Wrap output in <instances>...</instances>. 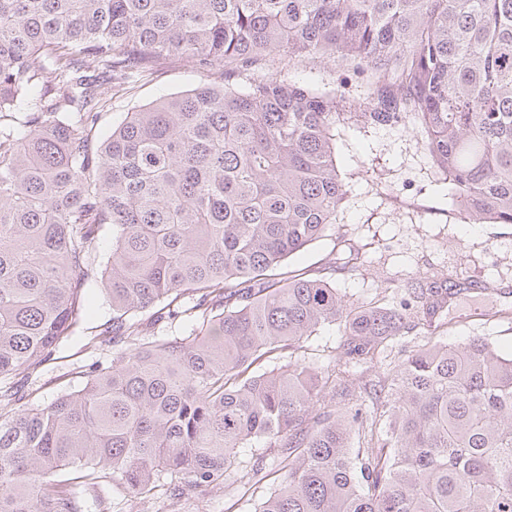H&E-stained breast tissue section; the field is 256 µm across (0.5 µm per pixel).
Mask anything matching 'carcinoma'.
I'll use <instances>...</instances> for the list:
<instances>
[{
	"mask_svg": "<svg viewBox=\"0 0 512 512\" xmlns=\"http://www.w3.org/2000/svg\"><path fill=\"white\" fill-rule=\"evenodd\" d=\"M277 57L370 73L355 120H413L455 210L512 224V0H0V512H84L106 485L144 512L234 466L249 483L254 440L275 463L258 512H512V356L413 349L369 413L350 374L459 284L354 306L329 276H277L349 192L346 101L266 72ZM176 60L207 80L95 141L112 89ZM96 280L112 318L90 344L122 356L32 402ZM336 324L344 367L253 370Z\"/></svg>",
	"mask_w": 512,
	"mask_h": 512,
	"instance_id": "1",
	"label": "carcinoma"
}]
</instances>
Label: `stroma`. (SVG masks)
<instances>
[{"label":"stroma","mask_w":512,"mask_h":512,"mask_svg":"<svg viewBox=\"0 0 512 512\" xmlns=\"http://www.w3.org/2000/svg\"><path fill=\"white\" fill-rule=\"evenodd\" d=\"M290 78L321 89H336L347 101L368 92V78L334 63H292ZM201 74L184 62L166 65L133 92L116 94L100 133L109 135L126 113L159 98L197 86ZM336 160L350 193L330 236L306 246L287 261L293 274H321L334 246L352 259L337 271V288L353 304L389 306L405 298L410 284L433 275H453L465 290L436 317L433 327L399 337L385 362L357 371L368 382L382 378L408 351L444 341L488 339L501 354H512V224H469L451 205L450 184L434 164L411 126L374 127L348 119L337 127ZM89 306L79 333L63 348L64 361L34 374L33 399L48 403L81 386L74 367L115 358L112 350L90 347L96 328L112 308L100 285L88 292ZM342 340L340 327H325L309 337L298 352L313 367L334 360ZM271 490L269 482L240 483L228 471L223 486L193 490L178 504L165 498L151 501L147 512H256Z\"/></svg>","instance_id":"obj_1"}]
</instances>
